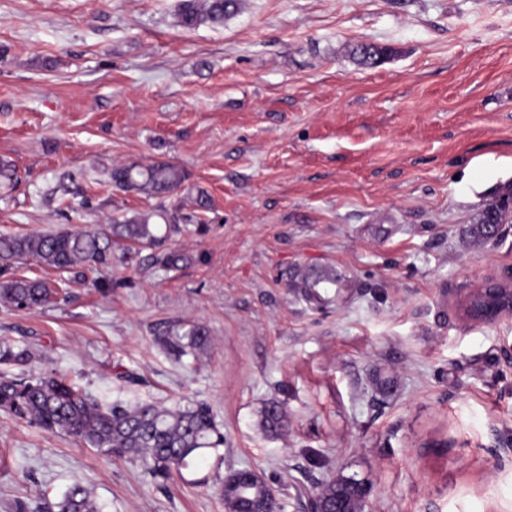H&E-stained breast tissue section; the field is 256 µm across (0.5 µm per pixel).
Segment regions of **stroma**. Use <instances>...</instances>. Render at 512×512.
I'll use <instances>...</instances> for the list:
<instances>
[{
    "label": "stroma",
    "instance_id": "35a3bbf8",
    "mask_svg": "<svg viewBox=\"0 0 512 512\" xmlns=\"http://www.w3.org/2000/svg\"><path fill=\"white\" fill-rule=\"evenodd\" d=\"M180 3L0 0V156L21 173L0 233L164 210L184 256L114 258L105 295L22 264L59 294L0 306V340L105 403L207 401L224 445L163 482L0 411V512L77 479L103 512H224L231 469L259 471L281 512L340 474L369 482L370 512H512V319L459 315L512 273V228L482 248L462 235L512 188V0H242L194 29ZM359 43L392 55L361 67ZM155 161L187 172L180 190L108 182ZM310 270L342 291L306 301L290 283ZM194 324L193 354L163 349ZM273 400L279 434L261 424Z\"/></svg>",
    "mask_w": 512,
    "mask_h": 512
}]
</instances>
